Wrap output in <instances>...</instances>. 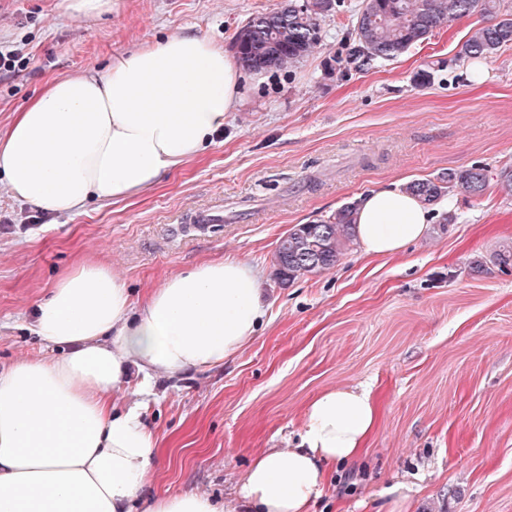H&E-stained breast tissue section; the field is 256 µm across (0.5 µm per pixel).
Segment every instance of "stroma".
<instances>
[{
    "label": "stroma",
    "instance_id": "obj_1",
    "mask_svg": "<svg viewBox=\"0 0 512 512\" xmlns=\"http://www.w3.org/2000/svg\"><path fill=\"white\" fill-rule=\"evenodd\" d=\"M361 2L332 6L319 49L263 70L215 145L139 196L56 216L0 182V367L49 355L28 330L31 305L81 259L110 264L137 299L171 273L235 257L260 273L262 323L224 365L155 378L154 488L245 512L237 490L254 457L297 447L323 392L358 388L378 405L376 428L358 459L330 468L314 512H380L398 482L411 488L405 512H512V270L494 262L512 245V197L494 181L478 200L455 190L397 256L369 257L353 242L335 266L286 285L272 265L294 225L372 189L475 164L494 178L512 165V47L470 79L457 52L476 14L376 69L348 71L337 56ZM59 3L0 0V43L29 55L0 74L1 128L49 79L104 68L169 34L233 51L238 28L281 0H120L95 19ZM421 70L430 83L414 82ZM219 201L222 222L185 231Z\"/></svg>",
    "mask_w": 512,
    "mask_h": 512
}]
</instances>
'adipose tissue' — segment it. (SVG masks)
Wrapping results in <instances>:
<instances>
[{
	"instance_id": "adipose-tissue-1",
	"label": "adipose tissue",
	"mask_w": 512,
	"mask_h": 512,
	"mask_svg": "<svg viewBox=\"0 0 512 512\" xmlns=\"http://www.w3.org/2000/svg\"><path fill=\"white\" fill-rule=\"evenodd\" d=\"M247 80L222 47L192 34L49 80L0 128V179L51 214L130 198L214 144ZM429 221L392 184L360 197L355 232L364 253L392 256ZM264 306L255 271L232 257L170 274L137 303L106 263L72 267L30 325L56 356L0 369V512H224L200 492L150 491L160 439L141 397L148 373L178 376L239 353ZM134 369L146 378L126 403L116 394ZM376 423L367 391L323 393L297 447L256 455L239 488L248 512H311L327 465L356 459Z\"/></svg>"
}]
</instances>
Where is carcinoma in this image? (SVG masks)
<instances>
[{"label": "carcinoma", "instance_id": "cac0c4a2", "mask_svg": "<svg viewBox=\"0 0 512 512\" xmlns=\"http://www.w3.org/2000/svg\"><path fill=\"white\" fill-rule=\"evenodd\" d=\"M330 5L331 0H312L304 9L297 0H284L279 8L249 18L234 38L239 63L260 71L300 62L320 44V20ZM475 13L487 21L471 30L459 58L479 61L512 45V15L500 13V0H363L346 39V56L338 63L348 70L369 71L408 52L436 29ZM488 185L486 167L473 165L411 181L403 189L433 205L457 188L478 200ZM356 210L354 200L320 223L295 225L273 253L278 277L290 282L334 266L353 241Z\"/></svg>", "mask_w": 512, "mask_h": 512}]
</instances>
